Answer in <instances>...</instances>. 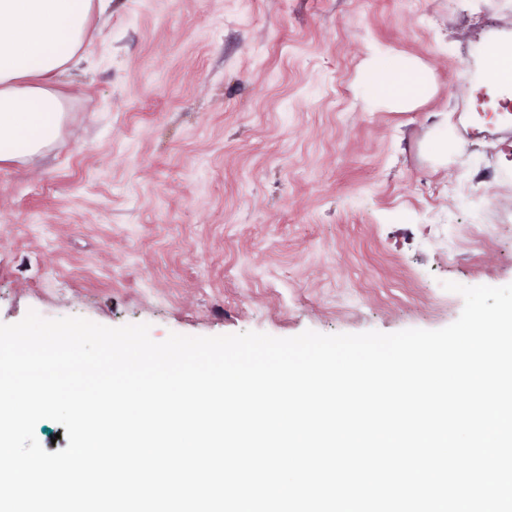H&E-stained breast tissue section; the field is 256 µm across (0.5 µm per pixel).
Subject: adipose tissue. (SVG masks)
<instances>
[{"label":"adipose tissue","instance_id":"1","mask_svg":"<svg viewBox=\"0 0 512 512\" xmlns=\"http://www.w3.org/2000/svg\"><path fill=\"white\" fill-rule=\"evenodd\" d=\"M111 0H0V162L40 155L63 123L59 78L78 67L92 6ZM374 49L364 79L368 103L402 107L433 85L428 70L408 61L392 65Z\"/></svg>","mask_w":512,"mask_h":512}]
</instances>
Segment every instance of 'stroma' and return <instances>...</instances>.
<instances>
[{
  "mask_svg": "<svg viewBox=\"0 0 512 512\" xmlns=\"http://www.w3.org/2000/svg\"><path fill=\"white\" fill-rule=\"evenodd\" d=\"M90 31L56 140L0 163V323L437 330L464 305L446 283L512 284V120L471 104L512 0H112ZM376 46L430 96L367 107ZM435 127L437 129L429 146L431 155L439 161H447L448 153L456 146L453 127L448 124V115L436 123Z\"/></svg>",
  "mask_w": 512,
  "mask_h": 512,
  "instance_id": "obj_1",
  "label": "stroma"
}]
</instances>
